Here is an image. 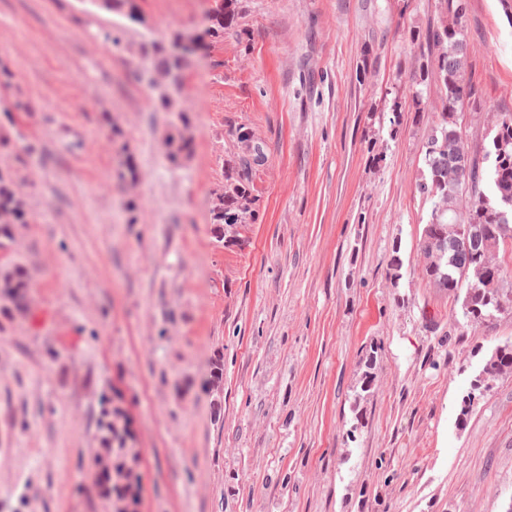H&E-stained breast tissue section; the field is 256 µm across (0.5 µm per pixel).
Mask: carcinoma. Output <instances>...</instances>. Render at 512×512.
<instances>
[{
    "instance_id": "cac0c4a2",
    "label": "carcinoma",
    "mask_w": 512,
    "mask_h": 512,
    "mask_svg": "<svg viewBox=\"0 0 512 512\" xmlns=\"http://www.w3.org/2000/svg\"><path fill=\"white\" fill-rule=\"evenodd\" d=\"M98 8L120 14L132 22L144 23L138 8H127L131 0H91ZM436 21L424 33L413 32L419 43V65L411 75L412 100H423V86L434 79L440 85L442 110L430 132L422 140L425 169L418 190L431 202V212L419 250L423 273L436 287L455 292L466 287L461 305L460 327L489 323L500 316L512 315V270L496 261L500 246L512 243V113L503 112L489 142L476 147L468 144L460 115L475 103L477 90L467 77L469 53L463 50L465 38V0H436ZM235 14L220 11L212 24L202 29L200 44L206 46L224 38V30L234 23ZM181 32L153 39L143 45L152 56L158 74L167 82L169 92L161 95L159 105L173 111V95L181 88L182 71L190 61L174 46ZM175 132L165 138L166 154L177 163L193 151L192 120L176 113ZM239 151L228 160L224 173V191L212 209V221L231 228L235 224H255L259 219L254 172L264 144L250 145V129L238 125L231 130ZM14 178L0 170V234H12V226L26 223L24 201L17 195ZM469 225L481 235L478 244L465 242L460 229ZM25 287L23 275L6 273L0 277V292L7 296ZM512 371V347L496 349L471 385L462 414H467L472 397L483 395L488 381ZM100 441L106 453L124 456L129 430L118 425V416L99 422ZM132 468L120 462L110 469L112 494L118 496L129 485Z\"/></svg>"
}]
</instances>
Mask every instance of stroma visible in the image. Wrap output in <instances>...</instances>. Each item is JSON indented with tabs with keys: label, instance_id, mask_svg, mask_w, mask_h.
Returning <instances> with one entry per match:
<instances>
[{
	"label": "stroma",
	"instance_id": "obj_1",
	"mask_svg": "<svg viewBox=\"0 0 512 512\" xmlns=\"http://www.w3.org/2000/svg\"><path fill=\"white\" fill-rule=\"evenodd\" d=\"M219 2L138 0L141 26L91 0H0V169L28 217L0 236V274L28 283L22 307L0 297V512H113L96 451L116 407L141 451L134 512H512V372L463 406L512 316L457 328L464 294L418 250L441 104L433 82L411 101V34L435 0H233L234 31L183 72L195 138L175 165L141 46ZM466 3L476 143L512 113V0ZM241 124L267 160L259 219L231 240L210 211Z\"/></svg>",
	"mask_w": 512,
	"mask_h": 512
}]
</instances>
